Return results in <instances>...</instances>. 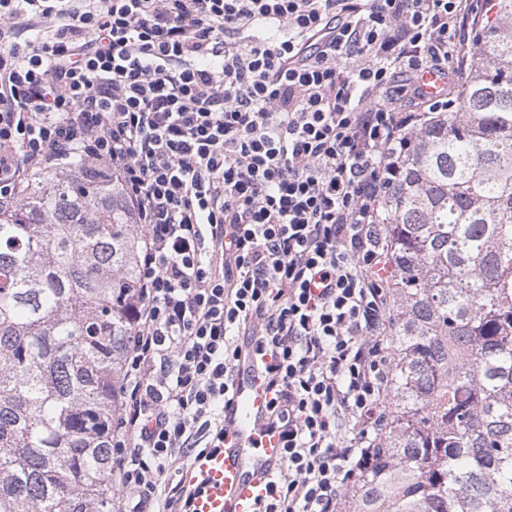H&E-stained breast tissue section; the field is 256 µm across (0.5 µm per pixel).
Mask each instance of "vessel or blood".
Wrapping results in <instances>:
<instances>
[{
  "instance_id": "vessel-or-blood-1",
  "label": "vessel or blood",
  "mask_w": 512,
  "mask_h": 512,
  "mask_svg": "<svg viewBox=\"0 0 512 512\" xmlns=\"http://www.w3.org/2000/svg\"><path fill=\"white\" fill-rule=\"evenodd\" d=\"M232 384L224 409L229 446L194 462L193 479L202 485L194 512H255L282 464L279 436L267 427L270 395L252 358L240 360Z\"/></svg>"
}]
</instances>
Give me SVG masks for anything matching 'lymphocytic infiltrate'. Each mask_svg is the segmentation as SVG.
Listing matches in <instances>:
<instances>
[{"instance_id":"lymphocytic-infiltrate-1","label":"lymphocytic infiltrate","mask_w":512,"mask_h":512,"mask_svg":"<svg viewBox=\"0 0 512 512\" xmlns=\"http://www.w3.org/2000/svg\"><path fill=\"white\" fill-rule=\"evenodd\" d=\"M478 0H0V202L72 156L144 232L118 512H192L250 338L284 458L257 512H341L387 426L382 213Z\"/></svg>"}]
</instances>
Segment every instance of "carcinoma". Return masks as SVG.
Returning a JSON list of instances; mask_svg holds the SVG:
<instances>
[{
  "label": "carcinoma",
  "mask_w": 512,
  "mask_h": 512,
  "mask_svg": "<svg viewBox=\"0 0 512 512\" xmlns=\"http://www.w3.org/2000/svg\"><path fill=\"white\" fill-rule=\"evenodd\" d=\"M388 199L390 426L346 512H512V0ZM143 234L80 159L0 204V512H112Z\"/></svg>",
  "instance_id": "1"
}]
</instances>
